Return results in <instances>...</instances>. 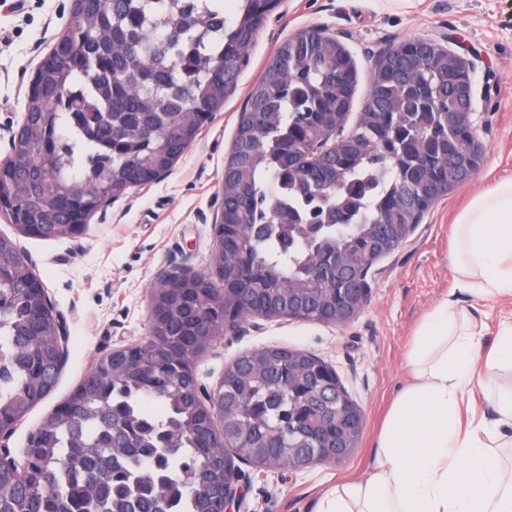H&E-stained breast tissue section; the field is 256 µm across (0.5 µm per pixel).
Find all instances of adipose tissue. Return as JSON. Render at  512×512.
<instances>
[{"mask_svg": "<svg viewBox=\"0 0 512 512\" xmlns=\"http://www.w3.org/2000/svg\"><path fill=\"white\" fill-rule=\"evenodd\" d=\"M449 262L459 287L489 301L512 296V179L473 198L452 227ZM512 366V327L492 350L453 301L420 323L406 358L410 382L394 398L364 476L336 484L316 512H512V473L494 446L512 428V399L494 419L469 402Z\"/></svg>", "mask_w": 512, "mask_h": 512, "instance_id": "ef3b65f1", "label": "adipose tissue"}]
</instances>
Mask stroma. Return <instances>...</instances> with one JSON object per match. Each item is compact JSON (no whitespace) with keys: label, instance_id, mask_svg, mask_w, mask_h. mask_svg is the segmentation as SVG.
<instances>
[{"label":"stroma","instance_id":"stroma-1","mask_svg":"<svg viewBox=\"0 0 512 512\" xmlns=\"http://www.w3.org/2000/svg\"><path fill=\"white\" fill-rule=\"evenodd\" d=\"M70 8L71 0H0V159L10 151V132L22 119L34 70L64 34ZM310 27L325 28L353 56L358 85L352 124L369 92L374 59L390 45L432 38L467 58L474 66L475 105L485 114L479 133L484 157L469 181L425 212L406 245L373 265L369 302L347 324L250 316L199 355L196 377L210 393L245 351L270 345L308 351L335 366L363 412L359 445L342 463L267 474L240 464V512H314L331 485L366 468L384 414L410 379L404 362L414 332L443 297L483 323L486 346L512 324L511 296L475 302L458 289L448 261L449 230L458 214L475 195L512 178V0H281L248 49L234 94L161 181L104 204L76 238L29 237L0 217V235L26 254L68 330L67 357L52 392L6 442L12 458L22 460L29 434L101 357L146 339L150 293L167 273L209 267L224 163L248 95L280 44Z\"/></svg>","mask_w":512,"mask_h":512}]
</instances>
